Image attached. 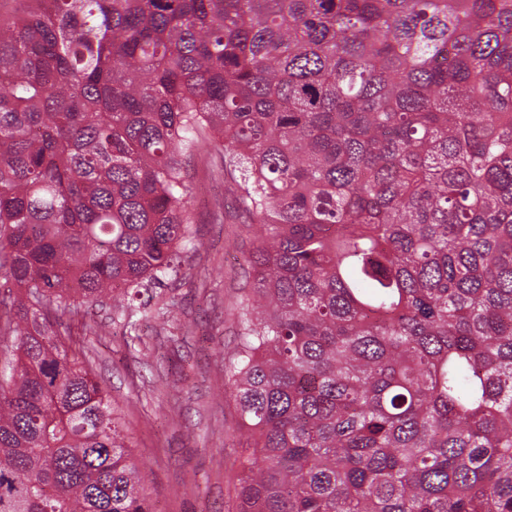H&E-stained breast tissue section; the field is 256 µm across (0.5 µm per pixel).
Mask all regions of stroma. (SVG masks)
<instances>
[{"label":"stroma","mask_w":512,"mask_h":512,"mask_svg":"<svg viewBox=\"0 0 512 512\" xmlns=\"http://www.w3.org/2000/svg\"><path fill=\"white\" fill-rule=\"evenodd\" d=\"M188 175L201 247L187 253L176 294L190 334L168 344L146 331L130 343L90 335L84 346L145 464L155 512H239L237 473L247 440L224 395V365L237 343L242 264L256 228L230 216L214 223L221 165L197 157Z\"/></svg>","instance_id":"1"}]
</instances>
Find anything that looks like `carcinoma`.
<instances>
[{
	"mask_svg": "<svg viewBox=\"0 0 512 512\" xmlns=\"http://www.w3.org/2000/svg\"><path fill=\"white\" fill-rule=\"evenodd\" d=\"M202 152L240 512H512V0H0V512H152L79 317L180 321Z\"/></svg>",
	"mask_w": 512,
	"mask_h": 512,
	"instance_id": "cac0c4a2",
	"label": "carcinoma"
}]
</instances>
